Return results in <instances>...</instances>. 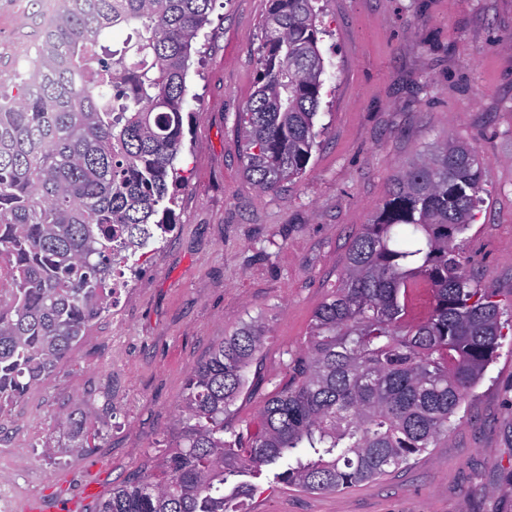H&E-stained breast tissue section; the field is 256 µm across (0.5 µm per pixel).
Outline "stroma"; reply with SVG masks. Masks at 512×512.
<instances>
[{
	"mask_svg": "<svg viewBox=\"0 0 512 512\" xmlns=\"http://www.w3.org/2000/svg\"><path fill=\"white\" fill-rule=\"evenodd\" d=\"M54 0H0V71L40 38ZM325 72L305 171L273 192L243 174L238 117L254 91L269 0H217L187 77L193 122L178 164V222L140 261L57 369L13 404L37 439L2 479L22 505L78 512L156 465L186 381L243 323L266 335L229 426L286 381L347 247L382 211L395 176L451 138L482 158V202L459 236L463 266L512 306V0H320ZM83 419L78 453L63 423ZM240 512H512V331L446 437L380 480L310 493L269 468Z\"/></svg>",
	"mask_w": 512,
	"mask_h": 512,
	"instance_id": "stroma-1",
	"label": "stroma"
}]
</instances>
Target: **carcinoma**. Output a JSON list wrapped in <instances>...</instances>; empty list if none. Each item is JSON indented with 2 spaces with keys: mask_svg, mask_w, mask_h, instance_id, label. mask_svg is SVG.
Here are the masks:
<instances>
[{
  "mask_svg": "<svg viewBox=\"0 0 512 512\" xmlns=\"http://www.w3.org/2000/svg\"><path fill=\"white\" fill-rule=\"evenodd\" d=\"M214 0H56L32 71L0 78V409L53 372L112 307L120 264L177 224L186 76ZM317 0H270L254 92L242 115L245 176L273 191L316 146L324 73ZM482 164L447 141L395 180L351 241L315 309L307 352L253 421L224 424L258 359L244 324L188 377L156 470L94 512H236L246 468L312 492L368 483L448 434L493 362L512 311L465 272Z\"/></svg>",
  "mask_w": 512,
  "mask_h": 512,
  "instance_id": "cac0c4a2",
  "label": "carcinoma"
}]
</instances>
